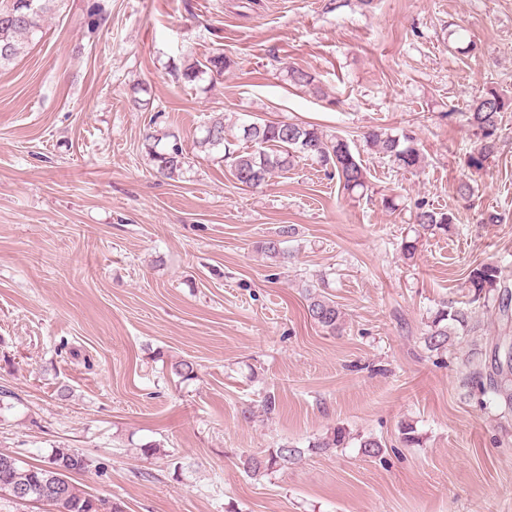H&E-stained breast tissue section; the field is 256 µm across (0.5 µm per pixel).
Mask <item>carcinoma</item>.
I'll use <instances>...</instances> for the list:
<instances>
[{
    "label": "carcinoma",
    "instance_id": "obj_1",
    "mask_svg": "<svg viewBox=\"0 0 512 512\" xmlns=\"http://www.w3.org/2000/svg\"><path fill=\"white\" fill-rule=\"evenodd\" d=\"M65 0H7L0 6V68L12 64L25 52L29 41L42 31L47 18L60 12ZM230 67L222 53L206 58L205 63L187 64L181 76L188 82L196 81L204 71L218 76ZM288 81L296 86L307 87L319 92L314 76L300 68L288 69ZM512 112V95L488 87L471 105L468 123L476 138V148L469 155L467 165L481 169L498 152L500 129L503 116ZM243 139L252 143V150L234 148L224 126V118L213 117L205 125V134L197 144L204 150L224 149V160L229 162L230 173L235 181L246 189L262 188L269 179L303 158L316 161L328 175L338 177L340 186L350 198H359L368 190L366 170L353 154L349 143L335 135H327L317 126L308 123L285 121H263L241 123ZM366 143L375 151L385 154L404 170L418 168L422 154L409 134L392 135L382 128L371 129L364 135ZM163 137L152 128L144 134V144L153 156L157 173L172 178L182 171L185 156L178 142L160 146ZM456 216L447 211L426 206L417 208L414 223L424 231L448 230L455 223ZM471 298L469 303H487L497 295L509 296L508 279L502 269L494 264L482 262L473 266L467 275ZM307 314L315 324L329 333L338 332L343 324V313L336 301L317 292L307 296ZM475 311L469 307L437 310L429 325L425 343L431 350L448 346L453 336L468 335L476 328ZM472 371L466 384L469 394L483 398L490 394L495 397L504 412H512V365L501 362L499 356L488 364L480 350L472 352ZM350 439V433L343 427L333 429L331 435L317 442L309 449L290 447L283 443L263 457L247 456L240 460L243 471L250 477L265 476L300 459L306 451L327 452L342 448ZM90 462L71 448H57L40 465H23L16 457L0 453V495L10 498L19 488L35 492L32 501H41L50 507H57V501L47 495H37L42 489L55 484L62 488L67 512H122L117 504L108 502L78 490L70 475L87 470Z\"/></svg>",
    "mask_w": 512,
    "mask_h": 512
}]
</instances>
